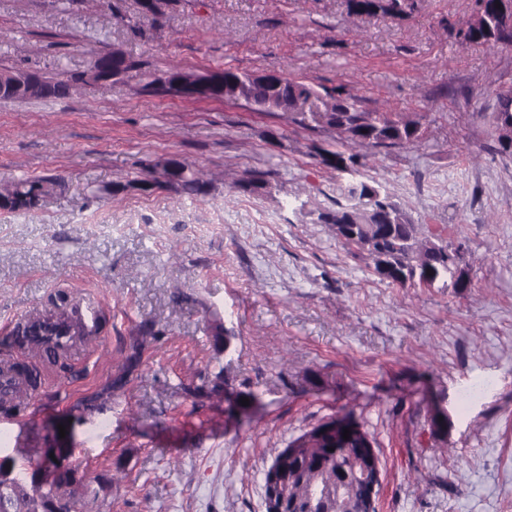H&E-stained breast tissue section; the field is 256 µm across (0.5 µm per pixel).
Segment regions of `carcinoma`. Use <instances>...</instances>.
Instances as JSON below:
<instances>
[{"mask_svg":"<svg viewBox=\"0 0 512 512\" xmlns=\"http://www.w3.org/2000/svg\"><path fill=\"white\" fill-rule=\"evenodd\" d=\"M503 0H475V9L465 26L456 32L462 44L495 48L512 43V31L499 22ZM410 0H349L350 13L401 16ZM224 73V99L247 101L256 112H270L274 105L288 108V118L311 130L336 133V149L319 150L321 162L336 171L344 202L318 212L317 220L330 227L336 239L363 254L372 273L381 281L403 287L418 278V285L464 292L471 287L463 242L448 243V226L416 224L395 203L381 185L363 179L361 169L377 159V149L417 146L424 136L420 117L409 112L368 111L361 98L338 90L334 93L298 81L267 88L253 75L233 68ZM96 82L103 81L97 76ZM87 72L73 74L67 81L43 79L37 88L0 94V100L64 98L72 88L94 82ZM498 105L491 120L497 153L512 157V87L497 94ZM170 180L155 181L154 160L145 165L146 177L126 185L104 187L98 193L117 195L129 189L145 193L163 189L177 195L205 197L212 181L203 170L171 159ZM59 186L53 177H34L0 183V210L28 212L39 209ZM448 412L432 411V433L448 436ZM322 422L293 439L272 460L264 476L266 512H375L378 490L373 487L372 466L379 461L368 448L373 440L362 425L344 440L326 431ZM52 449L41 448L29 458V467L46 471L50 481L32 485L17 473H9L11 456L0 460V512H47L53 501L62 512H106V498L112 494V475L92 474L88 466L72 460L69 469L55 468Z\"/></svg>","mask_w":512,"mask_h":512,"instance_id":"1","label":"carcinoma"}]
</instances>
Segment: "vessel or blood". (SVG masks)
I'll return each instance as SVG.
<instances>
[{"label":"vessel or blood","instance_id":"b4317fda","mask_svg":"<svg viewBox=\"0 0 512 512\" xmlns=\"http://www.w3.org/2000/svg\"><path fill=\"white\" fill-rule=\"evenodd\" d=\"M102 314V304L93 297L53 311L35 307L9 321V339L17 355L31 365L68 357L80 338L96 333ZM28 383V374L20 372L14 362L0 361V400H10Z\"/></svg>","mask_w":512,"mask_h":512}]
</instances>
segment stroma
<instances>
[{"instance_id": "1", "label": "stroma", "mask_w": 512, "mask_h": 512, "mask_svg": "<svg viewBox=\"0 0 512 512\" xmlns=\"http://www.w3.org/2000/svg\"><path fill=\"white\" fill-rule=\"evenodd\" d=\"M473 0L399 17L347 0H0V70L58 80L121 48L137 64L60 99L0 102V181L59 178L31 212H0V321L57 290L98 295L101 347L44 363L43 392L4 416L0 456L65 448L120 471L109 512H266L275 453L354 410L381 464L377 512H512V159L494 151L512 43L459 47ZM276 71L421 116V145L381 151L365 180L418 224L464 242L468 292L380 281L318 210L338 200L325 132L245 102L149 93L150 74ZM176 157L210 172L203 200L93 198ZM264 174L266 188L239 181ZM161 335L142 341L145 326ZM245 400L224 414V393ZM451 426L432 436L429 409Z\"/></svg>"}]
</instances>
